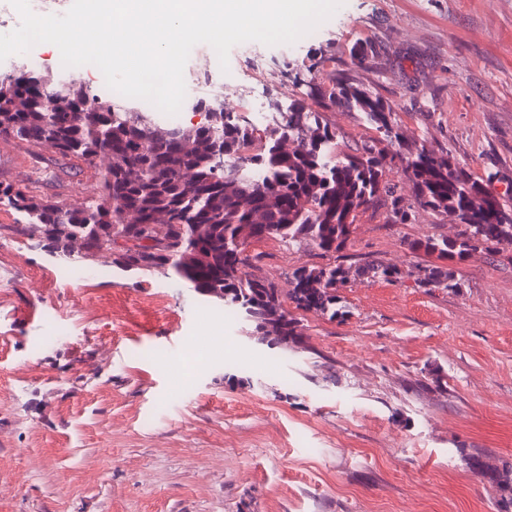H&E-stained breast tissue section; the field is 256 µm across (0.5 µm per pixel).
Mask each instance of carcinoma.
<instances>
[{
	"label": "carcinoma",
	"mask_w": 512,
	"mask_h": 512,
	"mask_svg": "<svg viewBox=\"0 0 512 512\" xmlns=\"http://www.w3.org/2000/svg\"><path fill=\"white\" fill-rule=\"evenodd\" d=\"M19 89L16 74L0 75V133L50 146L89 169L97 167L100 153L119 155L98 172L99 197L65 210L27 185L13 198L0 197V205L24 217L21 230L38 233L63 259L77 244L82 258L110 252L112 266L121 270L174 273L234 312L251 336L302 337L295 310L331 320L345 314L339 290L350 268L333 256L346 246L347 225L369 211L384 209L395 224L405 223L415 206L453 217L458 232L452 238L406 240L412 253L428 257L419 286L430 291L460 288L454 267L478 254L512 252V194L490 193L482 179L423 144L405 153L397 149L401 134L381 100L341 77L310 85L309 95L326 106L355 107L374 124L376 135L351 153L339 151L336 132L321 123L320 113L303 106L292 107L288 121L272 123L262 138L227 113L222 125L196 129L191 147L178 153L170 143L151 138L150 122L140 112L121 110L111 99L84 110L90 95L84 86L65 90L72 110L80 113L74 121L47 111L37 96L14 108L11 98ZM287 135L298 147L283 159L274 145ZM219 145L226 161L222 169L211 161ZM394 153L406 161L410 199L384 181L386 157ZM125 155L140 169L135 178L121 160ZM183 170L195 185L182 179ZM126 210L139 214L142 223H122L117 215ZM254 224L259 225L257 240L283 242L324 263L293 269L288 287H281L262 272L261 255L245 248L242 235ZM357 270L366 281L398 283L404 277L400 267L375 256L364 258ZM466 460L496 489L497 512H512V465L505 463L489 475L482 469V454L468 453Z\"/></svg>",
	"instance_id": "obj_1"
}]
</instances>
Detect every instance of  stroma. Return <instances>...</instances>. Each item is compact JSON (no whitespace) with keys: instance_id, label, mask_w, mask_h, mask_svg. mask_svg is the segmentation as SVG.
Returning a JSON list of instances; mask_svg holds the SVG:
<instances>
[{"instance_id":"35a3bbf8","label":"stroma","mask_w":512,"mask_h":512,"mask_svg":"<svg viewBox=\"0 0 512 512\" xmlns=\"http://www.w3.org/2000/svg\"><path fill=\"white\" fill-rule=\"evenodd\" d=\"M227 67L239 80L224 91L213 48L195 46L184 73L208 79L182 126L217 105L251 123L256 97L301 103L352 152L372 132L362 112L307 95L335 73L381 99L403 147L512 189V0H345L315 37L235 45ZM1 179L53 201L97 191L51 149L0 135ZM19 219L0 206V512H497L464 455L512 462V258L475 256L455 293L420 288L425 259L405 242L452 234L448 216H362L344 264L377 256L405 278L350 281L348 316L301 314L303 343L285 351L176 275L89 277L103 256L62 259ZM258 249L279 281L316 262Z\"/></svg>"}]
</instances>
